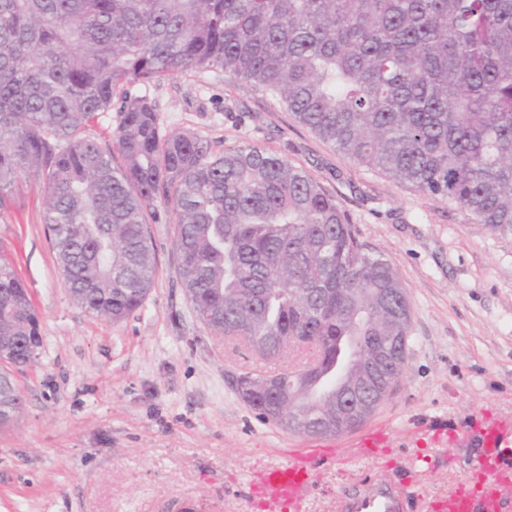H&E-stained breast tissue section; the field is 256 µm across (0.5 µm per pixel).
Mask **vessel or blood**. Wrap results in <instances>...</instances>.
<instances>
[{
    "label": "vessel or blood",
    "mask_w": 512,
    "mask_h": 512,
    "mask_svg": "<svg viewBox=\"0 0 512 512\" xmlns=\"http://www.w3.org/2000/svg\"><path fill=\"white\" fill-rule=\"evenodd\" d=\"M469 435L481 445L472 474L445 495L426 500L424 512H512V420L480 410ZM385 427H364L335 440L317 437L289 450L285 462L260 467L248 484V502L258 512H300L326 464L360 456L376 460L369 479L346 490L336 502V512H405V493L393 478L380 452L386 447Z\"/></svg>",
    "instance_id": "1"
}]
</instances>
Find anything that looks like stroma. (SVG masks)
I'll return each mask as SVG.
<instances>
[{
	"label": "stroma",
	"mask_w": 512,
	"mask_h": 512,
	"mask_svg": "<svg viewBox=\"0 0 512 512\" xmlns=\"http://www.w3.org/2000/svg\"><path fill=\"white\" fill-rule=\"evenodd\" d=\"M146 93L166 130L288 157L392 262L411 307L409 349L397 387L367 422L389 431L385 460L413 498L452 490L480 451L458 436L475 411L512 418V236L354 165L249 83L191 72ZM149 230L154 282L142 307L115 322L64 288L40 185L0 217V249L30 291L42 336L16 375L24 411L0 428V512H179L186 502L195 512H251L250 475L301 441L235 391L238 377L296 370L299 356L258 362L201 325L177 274L174 224ZM373 467L322 468L303 512H336L337 492Z\"/></svg>",
	"instance_id": "obj_1"
}]
</instances>
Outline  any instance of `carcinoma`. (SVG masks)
Instances as JSON below:
<instances>
[{
    "instance_id": "carcinoma-1",
    "label": "carcinoma",
    "mask_w": 512,
    "mask_h": 512,
    "mask_svg": "<svg viewBox=\"0 0 512 512\" xmlns=\"http://www.w3.org/2000/svg\"><path fill=\"white\" fill-rule=\"evenodd\" d=\"M192 71L259 87L359 167L467 210L512 236V0H0V216L33 180L64 287L119 322L153 284L148 224L174 214L178 274L196 318L243 336L262 359L304 353L308 386L246 401L299 433L289 407L336 412L312 393L359 336V372L389 337L410 334L390 260L355 235L303 168L256 145L222 152L165 131L134 85ZM118 103L111 141L87 135ZM40 347L39 317L0 255V338ZM408 342L384 375H403ZM19 392L0 413L19 417ZM280 407L283 415L266 417Z\"/></svg>"
}]
</instances>
